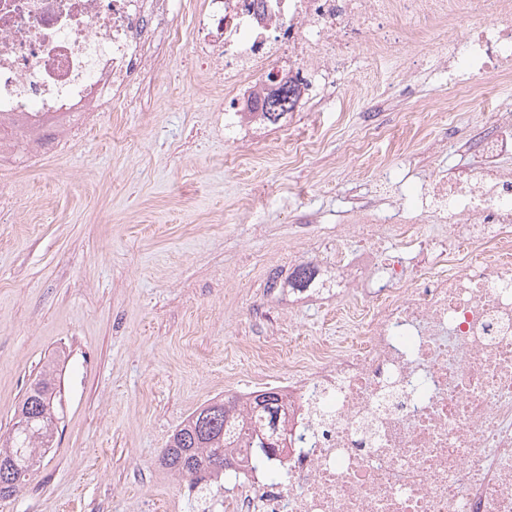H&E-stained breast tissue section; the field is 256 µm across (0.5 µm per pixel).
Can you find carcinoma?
Instances as JSON below:
<instances>
[{
    "label": "carcinoma",
    "mask_w": 512,
    "mask_h": 512,
    "mask_svg": "<svg viewBox=\"0 0 512 512\" xmlns=\"http://www.w3.org/2000/svg\"><path fill=\"white\" fill-rule=\"evenodd\" d=\"M298 98L297 88L283 83L278 89L262 95L261 103L276 106L275 111L260 113L267 125H275L293 111ZM315 270L308 263L296 266L286 279L292 288L303 291ZM56 373L48 367L27 389L9 431L0 435V499L12 496L40 469L42 458L52 447L55 429ZM279 392L275 388L254 391L246 396L216 399L190 414L170 437L160 456V464L182 478L199 481L204 476H218L224 463L233 460V441L228 423L245 414L263 420L262 428L250 436L254 469L270 468L271 454L261 451L267 439L265 430L279 432L282 441L288 433L279 429Z\"/></svg>",
    "instance_id": "cac0c4a2"
}]
</instances>
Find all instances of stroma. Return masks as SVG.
Returning a JSON list of instances; mask_svg holds the SVG:
<instances>
[{
  "label": "stroma",
  "mask_w": 512,
  "mask_h": 512,
  "mask_svg": "<svg viewBox=\"0 0 512 512\" xmlns=\"http://www.w3.org/2000/svg\"><path fill=\"white\" fill-rule=\"evenodd\" d=\"M206 0H171L179 55L159 58L111 111L30 161L0 166V434L26 389L59 364L57 429L38 472L0 512H197L158 457L213 398L278 386L312 344L336 343L346 300L272 294L291 261L336 263V227L359 201L379 209L375 165L403 192L434 171L479 165L464 147L487 110L512 113L497 84L437 142L451 92L413 41L363 55L274 127L229 140L224 79L197 63ZM390 126L363 140L365 112ZM308 144L305 154L294 144Z\"/></svg>",
  "instance_id": "35a3bbf8"
}]
</instances>
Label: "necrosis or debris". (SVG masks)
<instances>
[{"label": "necrosis or debris", "instance_id": "necrosis-or-debris-1", "mask_svg": "<svg viewBox=\"0 0 512 512\" xmlns=\"http://www.w3.org/2000/svg\"><path fill=\"white\" fill-rule=\"evenodd\" d=\"M196 27L200 66L223 60L228 85L254 93L270 69L308 98L338 61L396 57L416 31L447 49L470 94L490 95L486 76L512 80V0H207ZM177 49L169 0H0V163L111 110L113 90ZM470 146L482 167L433 173L387 212L358 208L361 248L311 284L360 299L352 334L311 347L282 385L281 476L239 467L207 512H512V171L497 164L512 113H490ZM428 220L436 235H416ZM389 237L415 260L383 261Z\"/></svg>", "mask_w": 512, "mask_h": 512}]
</instances>
